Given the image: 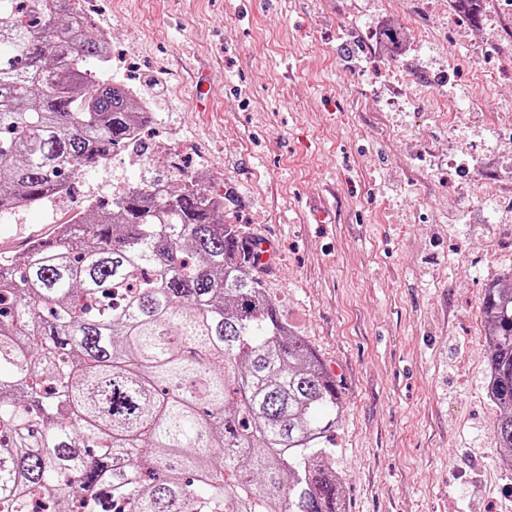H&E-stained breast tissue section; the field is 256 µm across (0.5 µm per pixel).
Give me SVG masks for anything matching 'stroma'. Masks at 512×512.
I'll use <instances>...</instances> for the list:
<instances>
[{
	"label": "stroma",
	"instance_id": "obj_1",
	"mask_svg": "<svg viewBox=\"0 0 512 512\" xmlns=\"http://www.w3.org/2000/svg\"><path fill=\"white\" fill-rule=\"evenodd\" d=\"M152 109L150 153L230 188L270 238L283 321L340 387L345 512H512L481 299L512 272L506 0H89ZM403 29L400 55L379 42ZM121 154L0 238L167 174Z\"/></svg>",
	"mask_w": 512,
	"mask_h": 512
}]
</instances>
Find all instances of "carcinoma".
Here are the masks:
<instances>
[{
    "mask_svg": "<svg viewBox=\"0 0 512 512\" xmlns=\"http://www.w3.org/2000/svg\"><path fill=\"white\" fill-rule=\"evenodd\" d=\"M0 0V214L70 193L151 123L68 0ZM198 176L0 252V512H345L339 385L280 317L234 204ZM493 438L512 458V284L485 288Z\"/></svg>",
    "mask_w": 512,
    "mask_h": 512,
    "instance_id": "cac0c4a2",
    "label": "carcinoma"
}]
</instances>
